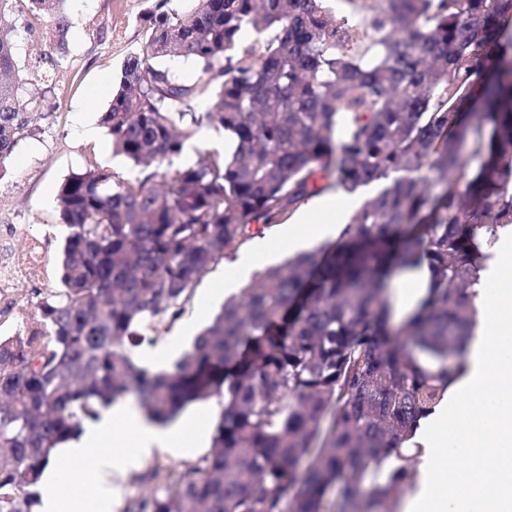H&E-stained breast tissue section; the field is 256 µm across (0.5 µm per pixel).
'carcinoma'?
<instances>
[{
    "mask_svg": "<svg viewBox=\"0 0 512 512\" xmlns=\"http://www.w3.org/2000/svg\"><path fill=\"white\" fill-rule=\"evenodd\" d=\"M36 1L65 50L67 0ZM170 2L102 117L139 177L62 183L59 286L0 336V512H35L57 445L129 395L159 424L224 403L208 452L145 475L157 489L126 512H399L423 455L411 441L477 324L484 246L512 228V0ZM22 31L0 23V170L30 122ZM167 57L223 77L207 111ZM203 124L235 152L173 165ZM371 184L336 241L257 271L172 370L135 362L144 324L179 316L212 266L309 198ZM421 261L426 294L394 327L387 281Z\"/></svg>",
    "mask_w": 512,
    "mask_h": 512,
    "instance_id": "1",
    "label": "carcinoma"
}]
</instances>
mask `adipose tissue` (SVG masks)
<instances>
[{"label": "adipose tissue", "instance_id": "adipose-tissue-1", "mask_svg": "<svg viewBox=\"0 0 512 512\" xmlns=\"http://www.w3.org/2000/svg\"><path fill=\"white\" fill-rule=\"evenodd\" d=\"M477 301L479 321L451 385L455 401L427 423L422 465L423 498L404 512H512V247H497ZM203 437L185 440L180 426L159 427L117 405L86 421L82 433L56 450L44 468L48 486L39 512H117L124 479L163 450L202 453ZM86 487L75 496L71 487Z\"/></svg>", "mask_w": 512, "mask_h": 512}]
</instances>
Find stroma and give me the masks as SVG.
Segmentation results:
<instances>
[{
	"mask_svg": "<svg viewBox=\"0 0 512 512\" xmlns=\"http://www.w3.org/2000/svg\"><path fill=\"white\" fill-rule=\"evenodd\" d=\"M157 0H70L71 28L68 49L60 59L70 69L66 83L44 82L26 86L24 101L36 108L27 134L19 140L0 172V238L22 227L40 235L52 259H60L67 230L57 204L60 184L70 174L86 167H99L125 178L135 177L137 168L128 159H116L112 137L102 132L100 144L81 139L76 125L77 110L101 121L112 99V85L127 59L139 52L147 39L144 16ZM99 21L95 34L83 27L86 18ZM230 264L211 267L198 283L185 311L167 331L147 333L135 348V361L159 354L165 367L179 359L195 335L218 310L205 293L224 283L225 294L237 293L238 285L227 284Z\"/></svg>",
	"mask_w": 512,
	"mask_h": 512,
	"instance_id": "1",
	"label": "stroma"
}]
</instances>
